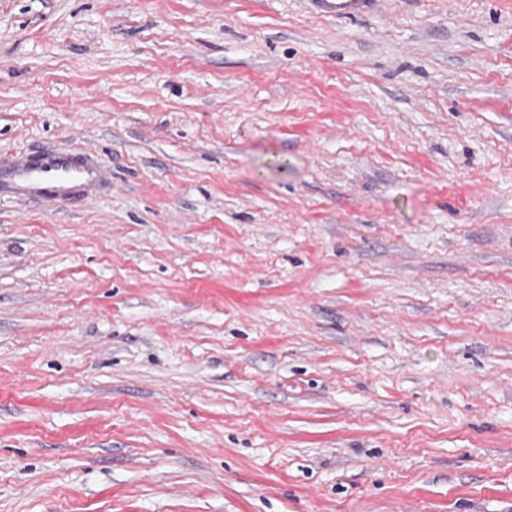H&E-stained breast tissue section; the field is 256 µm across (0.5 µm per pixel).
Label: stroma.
Segmentation results:
<instances>
[{
    "label": "stroma",
    "instance_id": "35a3bbf8",
    "mask_svg": "<svg viewBox=\"0 0 512 512\" xmlns=\"http://www.w3.org/2000/svg\"><path fill=\"white\" fill-rule=\"evenodd\" d=\"M0 512H512V0H0ZM377 0H312L322 15L353 19L365 13ZM106 178L82 149L31 150L0 169V187L31 203L67 202L95 193Z\"/></svg>",
    "mask_w": 512,
    "mask_h": 512
}]
</instances>
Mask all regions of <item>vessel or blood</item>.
Returning a JSON list of instances; mask_svg holds the SVG:
<instances>
[{
  "instance_id": "obj_1",
  "label": "vessel or blood",
  "mask_w": 512,
  "mask_h": 512,
  "mask_svg": "<svg viewBox=\"0 0 512 512\" xmlns=\"http://www.w3.org/2000/svg\"><path fill=\"white\" fill-rule=\"evenodd\" d=\"M322 15L353 19L376 0H313ZM106 174L84 150H31L0 167V187L31 203L67 202L95 193Z\"/></svg>"
}]
</instances>
